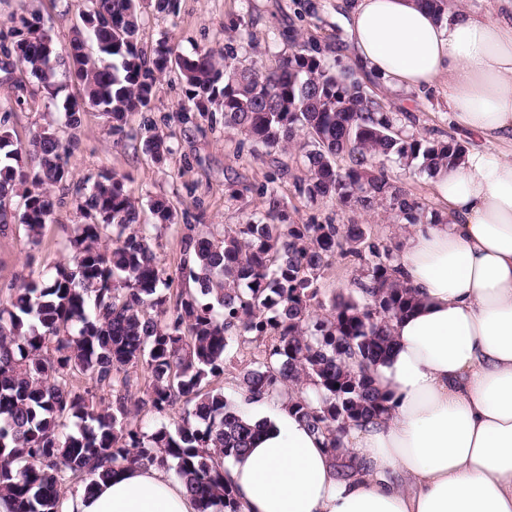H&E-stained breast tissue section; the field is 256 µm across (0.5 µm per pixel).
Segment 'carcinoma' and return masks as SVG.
Listing matches in <instances>:
<instances>
[{
    "instance_id": "obj_1",
    "label": "carcinoma",
    "mask_w": 512,
    "mask_h": 512,
    "mask_svg": "<svg viewBox=\"0 0 512 512\" xmlns=\"http://www.w3.org/2000/svg\"><path fill=\"white\" fill-rule=\"evenodd\" d=\"M88 10L91 26L71 39L69 70L82 93L81 102L64 106L69 127L80 124L81 113L97 111L122 140L127 115L149 107L175 68L190 103L175 112L179 122L220 110L224 127L269 153L304 137L300 196L349 210L386 203L408 224L420 223L425 207L390 180L383 161L395 156L430 172L464 151L453 139L407 133L378 95L327 67L321 47L294 30L293 51L268 69L258 57L244 65L211 50L179 55L165 40L146 54L137 42L138 0H89ZM10 23L13 42L0 46V55L18 57V71L52 93L57 53L41 18L20 15ZM89 42L96 49L85 54ZM143 148L156 159L169 152L156 135ZM28 153L32 165L0 130V210L16 186H25L20 220L34 243L53 214L50 187L69 176V146L47 127ZM125 180L102 173L89 192L77 194L85 223L70 240L71 263L23 282L0 306V496L11 500V512H62L66 478L94 482L124 465L174 470L198 512H239L225 466L259 428L207 384L224 375V354L245 333L270 344L264 360L242 375L241 394L279 399L292 386L313 384L315 402L296 398L293 406L324 436L340 477H350L355 467L340 454L343 437L384 411L370 369L390 348L389 322L415 303L390 249L367 242L360 224H295L285 202L267 190L268 214L279 223L248 219L210 237L186 236L181 277L199 291L181 288L173 297V280L156 262ZM151 213L158 228L174 221L163 199L152 201ZM338 253L365 264L368 282H358L362 299L338 294L321 315L318 273ZM139 366L151 385L135 399L129 370ZM76 368L109 390L107 404L95 406L90 391L59 382ZM179 401L192 405L180 421L130 426L131 415L147 408L163 417Z\"/></svg>"
}]
</instances>
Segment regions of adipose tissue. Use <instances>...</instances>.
<instances>
[{
	"label": "adipose tissue",
	"instance_id": "adipose-tissue-1",
	"mask_svg": "<svg viewBox=\"0 0 512 512\" xmlns=\"http://www.w3.org/2000/svg\"><path fill=\"white\" fill-rule=\"evenodd\" d=\"M481 16L450 0H354L344 52L354 78L405 96L440 84L448 121L472 138L430 174L438 213L397 254L418 303L390 323L372 370L388 411L343 444L359 469L339 479L324 440L287 400L242 401L264 428L225 478L240 512H512V0ZM499 152H490V145ZM68 512H197L165 469L124 467L77 489Z\"/></svg>",
	"mask_w": 512,
	"mask_h": 512
}]
</instances>
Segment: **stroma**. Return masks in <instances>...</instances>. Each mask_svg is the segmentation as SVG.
Masks as SVG:
<instances>
[{
	"label": "stroma",
	"mask_w": 512,
	"mask_h": 512,
	"mask_svg": "<svg viewBox=\"0 0 512 512\" xmlns=\"http://www.w3.org/2000/svg\"><path fill=\"white\" fill-rule=\"evenodd\" d=\"M86 7L87 0H0V41L10 42L9 19L25 11L41 17L57 51L65 52ZM140 12L138 41L145 50H152L165 39L181 55L211 49L233 54L245 63L259 57L270 68L291 51L284 37L288 29L317 41L330 65L336 62L337 43L346 39L344 13L338 0H177L172 13L157 12L153 0H141ZM55 80L58 90L51 95L39 89L34 79H27L25 88L31 97L20 105L16 89L1 73L0 128L7 129L21 149L28 148L32 138L48 126L56 129L62 141L73 142L68 157L69 184L96 178L103 172L126 175V191L141 206V221L149 226L158 265L170 276L180 272L184 236L216 234L225 225L249 218L267 221L268 205L262 190L270 184L284 199L296 223L343 225L354 218L367 229L371 242L393 250L403 244L407 229L388 208L353 215L332 204L312 203L300 197L294 187L295 178L306 172L300 152L270 154L253 149L242 134L225 129L220 112L196 126L179 124L175 112L187 97L178 72H170L162 81L149 108L129 114L126 135L120 140L112 136L106 117L99 112L83 113L77 128L65 127L63 103L80 95L78 85L67 76L66 60H59ZM383 101L387 111L400 116L407 133L429 140L445 139L453 133L444 88L414 94L410 107L389 93L384 94ZM150 131L167 141L170 152L163 161L153 160L142 149V140ZM279 166L284 167V175H276ZM384 166L391 179L425 204L427 213L437 211L424 171L393 158ZM51 195L54 214L44 225L38 244H31L19 219L0 224V301L22 281L71 260L68 241L83 217L71 193L56 186ZM156 197L166 199L171 206L175 215L171 227L152 228L149 204ZM361 277L362 267L356 259L338 256L320 270L317 286L322 299L327 300L355 292ZM264 349V341L253 335L235 337L225 354L224 374L212 380V387L237 399L243 373L263 359Z\"/></svg>",
	"instance_id": "1"
}]
</instances>
